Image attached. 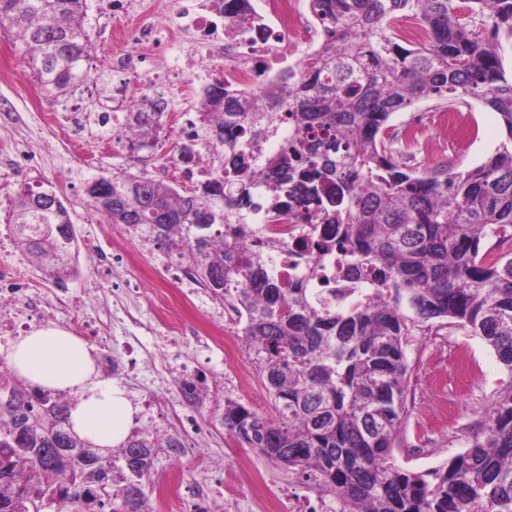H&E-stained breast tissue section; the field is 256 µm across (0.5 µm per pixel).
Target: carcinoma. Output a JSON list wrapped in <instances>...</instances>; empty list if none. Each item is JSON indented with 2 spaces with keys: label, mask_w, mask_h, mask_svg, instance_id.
<instances>
[{
  "label": "carcinoma",
  "mask_w": 512,
  "mask_h": 512,
  "mask_svg": "<svg viewBox=\"0 0 512 512\" xmlns=\"http://www.w3.org/2000/svg\"><path fill=\"white\" fill-rule=\"evenodd\" d=\"M86 0H0V25L28 50L41 85L65 92L80 82L90 36ZM326 38L288 78L229 98L221 87L202 103L204 130L224 144L203 184L176 192L142 169L98 177V212L135 237L177 250L212 297L241 314V335L258 360L278 417L230 398L220 420L241 445L319 478L338 512H512V384L486 411L482 431L446 466L414 473L392 450L405 418L406 336L449 319L481 339L512 373V257L491 261L484 245L512 231V73L502 42H512V0H309ZM479 17L474 29L464 16ZM414 17L428 37L406 48L395 25ZM475 100L496 113L505 140L464 172L422 175L387 146L392 116L423 100ZM135 134L155 137L158 103L136 99ZM267 220L291 206L286 192L314 208L304 245L339 252L324 295L296 281L282 287L272 269L282 250L249 220L256 189ZM14 240L51 274L69 269L75 241L66 206L50 188L21 187L11 215ZM349 301L337 307L336 293ZM72 399L10 371L0 378V512H44L59 498L70 512H95L89 487L78 503L67 485L124 462L113 480L112 512H153L126 484L149 474L151 429L131 431L102 454L70 422ZM41 448L40 462L21 449Z\"/></svg>",
  "instance_id": "1"
}]
</instances>
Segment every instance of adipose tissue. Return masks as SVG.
Wrapping results in <instances>:
<instances>
[{
	"mask_svg": "<svg viewBox=\"0 0 512 512\" xmlns=\"http://www.w3.org/2000/svg\"><path fill=\"white\" fill-rule=\"evenodd\" d=\"M4 356L30 384L73 396L70 421L79 437L106 449L128 435L135 408L127 391L100 375L93 347L80 337L46 325L12 341Z\"/></svg>",
	"mask_w": 512,
	"mask_h": 512,
	"instance_id": "obj_1",
	"label": "adipose tissue"
}]
</instances>
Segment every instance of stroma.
I'll use <instances>...</instances> for the list:
<instances>
[{
    "mask_svg": "<svg viewBox=\"0 0 512 512\" xmlns=\"http://www.w3.org/2000/svg\"><path fill=\"white\" fill-rule=\"evenodd\" d=\"M104 0H87L85 27L92 48L88 60L98 75L97 82L78 84L67 93L44 88L27 64L25 47L15 42L6 28L0 27V106L21 115L22 121L0 124V148L7 144L24 147L44 160L35 175L18 174L15 163L0 151V234H10L7 223L13 200L21 185L50 186L67 207L77 241L74 264L80 274L71 283L73 293L94 288L98 291L94 316L110 308L109 286L102 283L86 251L93 240L102 245L135 253V270L119 269L113 281L131 276L139 280L140 291L133 300L139 309L137 319L128 323L127 335L137 337L146 351L171 366L184 362L181 348L155 314L162 288L158 263L161 250L142 246L120 224L109 223L89 204L87 183L92 178L121 171H138L140 165L129 156L121 133L101 140L97 128H89L82 141L70 144L62 128L69 113L112 111V77L105 65L112 59L113 45L106 38L108 21L102 13ZM463 124L461 137H452L436 124L440 113L435 102L423 101L397 113L389 132L395 147H406L411 164L419 170L447 166L464 172L481 164L504 139L495 113L473 100L450 102ZM421 122L420 134L411 145H404L403 127ZM407 416L395 441L393 455L402 468L422 473L449 463L462 453L467 439L481 431L486 409L499 393L512 384V373L499 362L494 352L479 338L448 320H434L414 328L407 338ZM194 374L203 378L208 390H223L225 397L268 417H276L272 398L267 393L259 363L249 349H242L238 370H230L220 351L200 347L194 360ZM199 428L192 439L212 461L203 467L192 459L179 466L184 492L200 485L221 490L226 499L248 500L252 512H267L273 499H295L307 512H330L336 495L300 469L272 461L255 450L241 447L225 433L215 407L198 411Z\"/></svg>",
    "mask_w": 512,
    "mask_h": 512,
    "instance_id": "35a3bbf8",
    "label": "stroma"
}]
</instances>
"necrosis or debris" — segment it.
I'll use <instances>...</instances> for the list:
<instances>
[{
  "mask_svg": "<svg viewBox=\"0 0 512 512\" xmlns=\"http://www.w3.org/2000/svg\"><path fill=\"white\" fill-rule=\"evenodd\" d=\"M112 27L120 35L123 52L112 58V99L123 112H131L129 93L134 76L146 88L174 86L192 73V88L205 99L215 87L230 94H247L276 82L290 65L283 47L290 36L302 34L310 41L324 36L320 24L303 15L296 0H245L234 23L224 19L222 0H111ZM199 107L180 110L175 133L187 146L185 155L174 156L172 165L186 183L204 181L222 152L215 138L199 134ZM263 235L278 239L283 250L273 263L284 283L308 279L310 287L325 288L323 278H309L315 263L334 269L335 257L318 259L302 253L300 225L282 222L260 224ZM7 238L0 236V334L16 337L32 323L47 321L53 306L66 303L69 322L78 333L94 331L87 311L94 303L90 294H71L59 285L48 296L39 295L27 264L11 260Z\"/></svg>",
  "mask_w": 512,
  "mask_h": 512,
  "instance_id": "4bbe7bcc",
  "label": "necrosis or debris"
}]
</instances>
